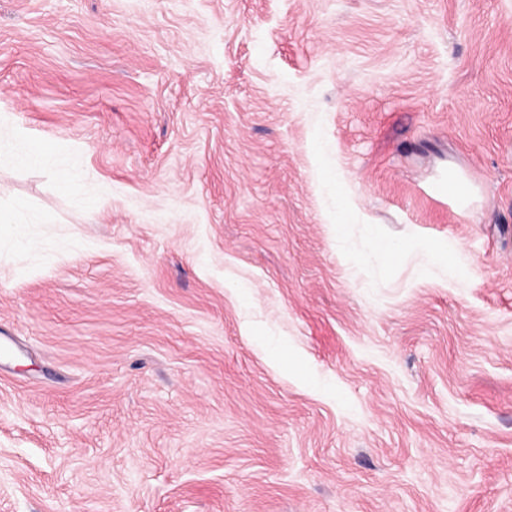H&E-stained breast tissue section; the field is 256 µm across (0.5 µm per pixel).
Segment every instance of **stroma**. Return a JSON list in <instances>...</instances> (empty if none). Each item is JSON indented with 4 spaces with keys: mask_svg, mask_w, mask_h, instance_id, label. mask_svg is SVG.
Wrapping results in <instances>:
<instances>
[{
    "mask_svg": "<svg viewBox=\"0 0 512 512\" xmlns=\"http://www.w3.org/2000/svg\"><path fill=\"white\" fill-rule=\"evenodd\" d=\"M0 152V512H512V0H0Z\"/></svg>",
    "mask_w": 512,
    "mask_h": 512,
    "instance_id": "obj_1",
    "label": "stroma"
}]
</instances>
